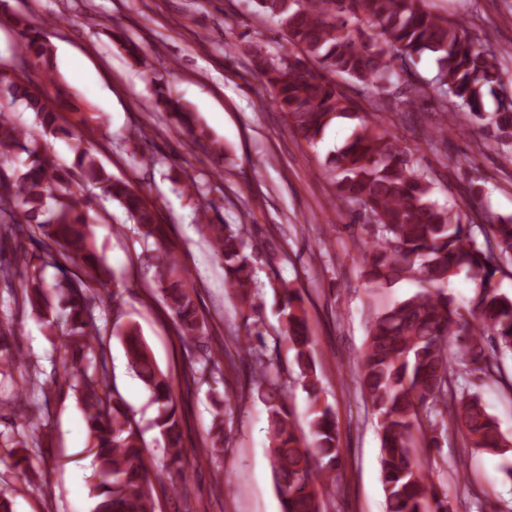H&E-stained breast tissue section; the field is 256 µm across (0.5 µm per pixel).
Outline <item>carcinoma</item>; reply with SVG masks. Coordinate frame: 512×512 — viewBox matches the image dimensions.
I'll return each instance as SVG.
<instances>
[{
  "mask_svg": "<svg viewBox=\"0 0 512 512\" xmlns=\"http://www.w3.org/2000/svg\"><path fill=\"white\" fill-rule=\"evenodd\" d=\"M258 13L281 27L286 46L268 55L249 51L253 70L268 85L278 110L292 132L314 148L339 119L360 118L349 139L330 152L320 173L334 186L338 205L352 216L370 220L372 248L362 253L361 274L371 284L391 285L412 279L419 290L377 314L368 330L355 382L378 416L381 475L387 512H447L414 453L416 435L439 427L459 432L465 445L478 451L512 447L478 393L464 381L492 379L512 388L498 356L512 353V296L499 292L496 274L512 276V216L485 209L469 213L440 206L433 199L434 181L415 158L416 151L400 146L399 126H423L417 101L436 94L443 122L426 138H448V130L465 119L500 137L512 138V96L501 93L503 71L492 44L473 34L469 23L453 14L431 9L428 0H256ZM19 49L25 60L42 70L39 86L0 63V101L17 103L33 113L35 127L14 123L0 108V236L13 241L16 264L24 269L21 292L15 294L17 313L30 310L58 339L62 355L50 379L40 381L28 355L10 349L0 324V383L16 385L10 407L27 388H38L49 404L52 385L72 390L81 406L89 451L96 469L92 475V512H157L154 483L163 473L144 449L141 431L125 400L110 388L105 339L117 337L125 346L128 367L158 405L154 426L165 444L167 466L182 471L187 454L183 444L182 412L172 380L158 365L140 326L122 321V293L112 290V326L99 324L97 311L105 305L101 288L111 271L97 250L93 221L83 185L92 183L118 202L131 221V231L155 261L157 288L169 309L174 332L186 343L204 337L210 328L187 287L188 272L171 248L165 225L155 209L129 183L112 177L99 163L84 130L102 117L81 110L79 125L62 123L52 47L42 31L27 19L15 17ZM113 39L157 84L156 104L189 135L219 157L224 148L213 139L187 106L164 91L153 76L137 43L115 32ZM423 55L435 61L431 78L412 75L408 62ZM341 76L363 91L386 93L395 85L403 91L393 104L388 125L359 117L360 103L343 92L334 77ZM497 99L486 108V96ZM62 136L69 140L78 174L61 173L40 141ZM145 129L132 131L130 161L148 165L143 146ZM24 153L27 170L18 174L14 158ZM196 223L204 240L224 264L228 291L243 312L244 334L233 336L237 350L250 356L252 384L270 418L268 457L280 512H325L326 498L342 471L336 421L322 402L321 368L315 356L305 299L301 289L273 274L278 297L281 339L293 352L298 380L309 396L312 441L298 434L286 394L280 385L278 357L268 348L253 277L259 249L248 247L240 224H215L205 204H199ZM35 241L38 252L27 249ZM74 264L72 274L47 285L48 266ZM479 281L467 305L448 296V282L459 271ZM454 354L448 353V345ZM235 367L229 349L203 358L184 373L186 384L218 383ZM229 397L214 402L213 421L204 439L207 461L224 457V414ZM22 422L0 430V447L29 460V452L45 449L35 423Z\"/></svg>",
  "mask_w": 512,
  "mask_h": 512,
  "instance_id": "1",
  "label": "carcinoma"
}]
</instances>
